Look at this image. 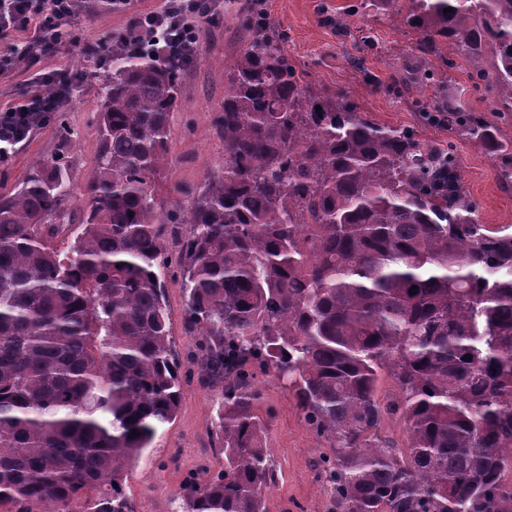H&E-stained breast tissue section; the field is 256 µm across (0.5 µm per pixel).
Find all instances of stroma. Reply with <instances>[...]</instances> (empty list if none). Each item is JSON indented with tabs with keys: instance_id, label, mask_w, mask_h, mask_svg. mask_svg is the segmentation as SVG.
<instances>
[{
	"instance_id": "1",
	"label": "stroma",
	"mask_w": 512,
	"mask_h": 512,
	"mask_svg": "<svg viewBox=\"0 0 512 512\" xmlns=\"http://www.w3.org/2000/svg\"><path fill=\"white\" fill-rule=\"evenodd\" d=\"M243 0H224V17L202 24L199 58L184 72L182 96L171 118L172 135L167 163L153 186L157 216L186 209L189 194L217 171L224 147L215 118L224 100V65L242 47ZM160 0H134L131 10L108 11L97 0H78L68 24L70 41L46 54L41 69L80 70L112 33L125 30L134 14L155 10ZM267 23L285 40L291 62L308 81L330 91L344 90L378 122L417 129L422 138L451 141L459 159L463 185L479 207L484 224H512V186L497 177L495 162L479 145L449 138L446 131L425 126L418 105L438 107L451 97H466L482 113H490L491 98L468 93L467 63H460L447 82H429L431 64L412 57L408 47L414 37L402 15H385L365 7L364 0H265ZM342 14L346 30L326 23L325 15ZM375 47L363 51L365 37ZM106 67L83 76L60 112L35 129L8 161L0 163V195L15 191L50 157L67 168L73 192L69 206H84L82 187L99 151L97 117L99 88ZM34 86V73L19 61L0 65V108L24 102ZM71 132L62 140L60 126ZM166 301L170 331L183 364V397L175 419L161 425L150 445L131 464L123 489L135 512H176L177 498L190 478L217 472L224 464L221 449L211 444L216 413L224 399L222 387H204L190 357L200 339L184 325V295L178 265L167 276ZM255 408L268 421L265 447L275 469V482L265 492L267 512H332L320 460L331 452L327 439L316 435L304 421L287 382L274 374L255 370Z\"/></svg>"
}]
</instances>
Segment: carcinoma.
<instances>
[{"mask_svg": "<svg viewBox=\"0 0 512 512\" xmlns=\"http://www.w3.org/2000/svg\"><path fill=\"white\" fill-rule=\"evenodd\" d=\"M410 2V53L436 58V79L454 43L497 118L455 100L419 106L422 121L483 145L511 184L512 0ZM247 27L258 35L224 71V162L185 212L154 221L181 72L153 48L112 55L84 208H66L54 157L0 195V509L134 512L124 469L181 400L170 232L198 378L224 385V468L183 489L182 512H264L256 365L288 378L332 441L336 512H512V225L482 224L451 143L313 87L262 19ZM67 224L81 231L62 256ZM382 373L402 447L380 432Z\"/></svg>", "mask_w": 512, "mask_h": 512, "instance_id": "cac0c4a2", "label": "carcinoma"}]
</instances>
